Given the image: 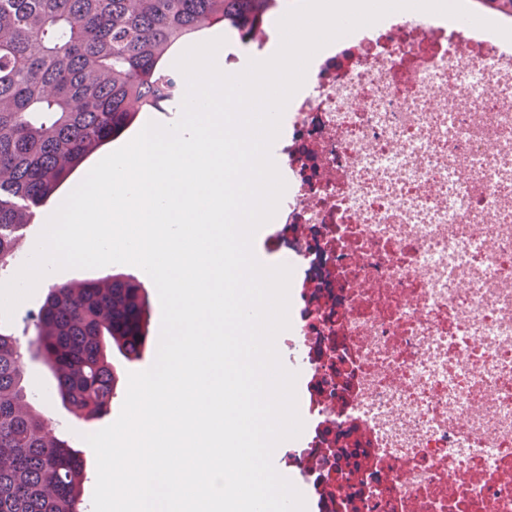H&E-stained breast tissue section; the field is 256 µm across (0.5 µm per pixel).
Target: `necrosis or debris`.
Instances as JSON below:
<instances>
[{
  "label": "necrosis or debris",
  "mask_w": 512,
  "mask_h": 512,
  "mask_svg": "<svg viewBox=\"0 0 512 512\" xmlns=\"http://www.w3.org/2000/svg\"><path fill=\"white\" fill-rule=\"evenodd\" d=\"M288 108L280 465L313 512H512V40L379 23Z\"/></svg>",
  "instance_id": "obj_1"
}]
</instances>
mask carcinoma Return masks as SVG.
I'll use <instances>...</instances> for the list:
<instances>
[{
    "mask_svg": "<svg viewBox=\"0 0 512 512\" xmlns=\"http://www.w3.org/2000/svg\"><path fill=\"white\" fill-rule=\"evenodd\" d=\"M282 0H0V271L23 252L24 228L91 154L118 138L136 112L177 97L168 58L214 26L242 36ZM113 288L54 285L34 323L35 343L71 413H107L116 377L112 328L127 332L118 353L140 357L143 304L104 322ZM25 349L0 322V512H83L76 452L48 438L44 416L24 413Z\"/></svg>",
    "mask_w": 512,
    "mask_h": 512,
    "instance_id": "1",
    "label": "carcinoma"
}]
</instances>
